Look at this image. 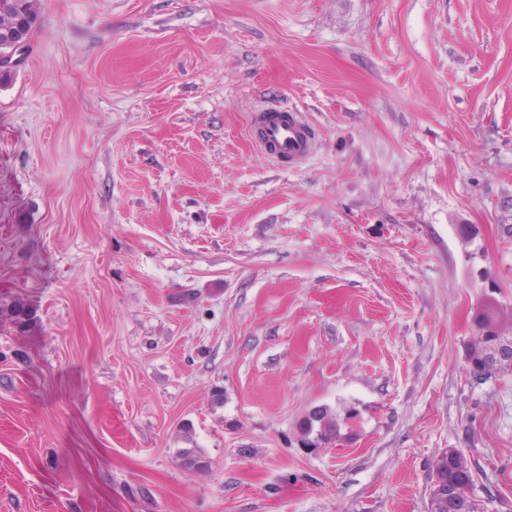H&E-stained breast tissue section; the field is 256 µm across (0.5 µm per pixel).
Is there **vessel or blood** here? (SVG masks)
<instances>
[{"instance_id":"b4317fda","label":"vessel or blood","mask_w":512,"mask_h":512,"mask_svg":"<svg viewBox=\"0 0 512 512\" xmlns=\"http://www.w3.org/2000/svg\"><path fill=\"white\" fill-rule=\"evenodd\" d=\"M253 125L257 146L275 161L297 165L314 150V135L301 113L258 112Z\"/></svg>"}]
</instances>
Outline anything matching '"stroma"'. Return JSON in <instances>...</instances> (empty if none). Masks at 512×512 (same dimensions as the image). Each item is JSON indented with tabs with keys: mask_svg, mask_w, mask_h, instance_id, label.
Segmentation results:
<instances>
[{
	"mask_svg": "<svg viewBox=\"0 0 512 512\" xmlns=\"http://www.w3.org/2000/svg\"><path fill=\"white\" fill-rule=\"evenodd\" d=\"M0 86V512H512V0H37ZM303 112L274 162L249 127ZM478 228L466 240L459 227ZM327 406L341 437L304 448ZM207 467L184 466L188 441ZM253 126L257 146L277 162L297 165L314 150V135L299 112H257ZM475 336L466 345V360L474 373L484 370L488 354L495 344L499 334H508L498 345L496 360L510 361L512 358V320L506 325L502 310L495 302L489 301L477 312L473 320ZM511 356V357H510ZM495 374V369L485 368V374ZM475 481L464 485L460 488L454 485L449 486L448 489L445 487L439 488L438 490L442 493L446 498L438 496L434 491V485L431 486V495H430V512H451L453 509L448 507V500H452L456 502V507L461 511L468 510V504L466 502H457L458 492H460L461 496L465 499H471L469 509L471 512H485V508L480 503V501L476 498L474 493ZM447 491V494H446ZM448 497V498H447Z\"/></svg>",
	"mask_w": 512,
	"mask_h": 512,
	"instance_id": "stroma-1",
	"label": "stroma"
}]
</instances>
